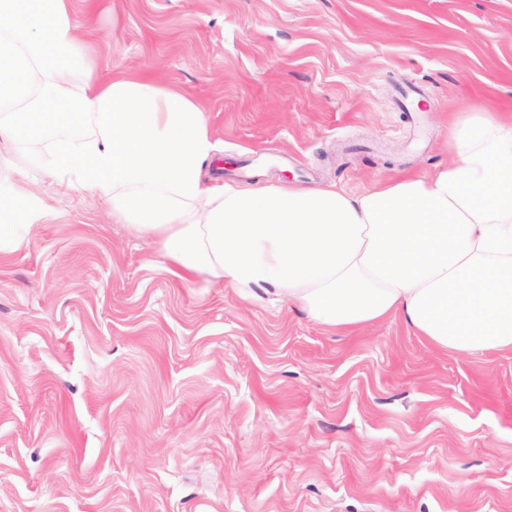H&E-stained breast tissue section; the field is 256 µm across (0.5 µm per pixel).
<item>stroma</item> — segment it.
<instances>
[{
	"label": "stroma",
	"instance_id": "obj_1",
	"mask_svg": "<svg viewBox=\"0 0 512 512\" xmlns=\"http://www.w3.org/2000/svg\"><path fill=\"white\" fill-rule=\"evenodd\" d=\"M113 68L186 88L228 184L357 193L512 113V0H97ZM0 252V512H512V352L335 332L182 282L87 192Z\"/></svg>",
	"mask_w": 512,
	"mask_h": 512
}]
</instances>
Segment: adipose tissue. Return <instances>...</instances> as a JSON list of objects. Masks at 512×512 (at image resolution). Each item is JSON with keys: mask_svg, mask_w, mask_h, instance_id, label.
Masks as SVG:
<instances>
[{"mask_svg": "<svg viewBox=\"0 0 512 512\" xmlns=\"http://www.w3.org/2000/svg\"><path fill=\"white\" fill-rule=\"evenodd\" d=\"M98 68L73 0H0V143L110 205L173 275L300 305L331 329L398 316L441 350L512 351V115L458 113L447 164L354 195L216 184L204 167L217 144L192 96ZM57 110L88 136L50 138Z\"/></svg>", "mask_w": 512, "mask_h": 512, "instance_id": "obj_1", "label": "adipose tissue"}]
</instances>
